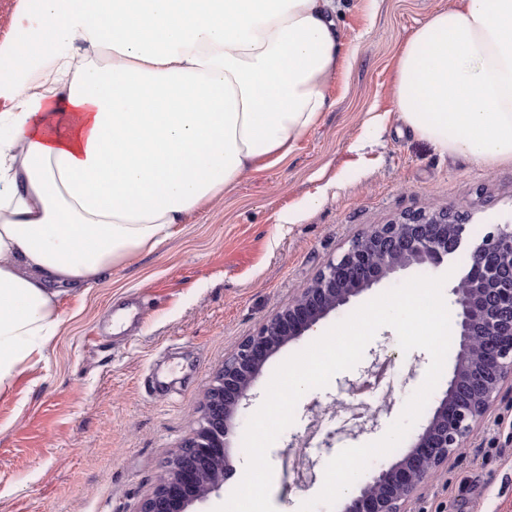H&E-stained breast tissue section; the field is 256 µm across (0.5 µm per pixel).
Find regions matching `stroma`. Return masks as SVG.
Returning a JSON list of instances; mask_svg holds the SVG:
<instances>
[{
    "label": "stroma",
    "instance_id": "35a3bbf8",
    "mask_svg": "<svg viewBox=\"0 0 512 512\" xmlns=\"http://www.w3.org/2000/svg\"><path fill=\"white\" fill-rule=\"evenodd\" d=\"M455 0H342L333 106L288 157L243 175L222 199L176 225L157 250L60 296L62 327L44 359L0 393V512H138L190 436L214 376L260 325L372 227L427 206L469 217L482 238L512 222V163L440 153L398 118L392 83L413 31ZM288 343L255 380L243 417L276 367L339 322ZM394 361L382 392L355 386L372 361L306 392L271 446L270 498L299 512L342 449L381 438L422 384L429 359L396 332L370 343ZM378 414L352 433L350 410ZM403 512H512V382L465 446L403 503Z\"/></svg>",
    "mask_w": 512,
    "mask_h": 512
}]
</instances>
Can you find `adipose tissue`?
<instances>
[{"instance_id": "adipose-tissue-1", "label": "adipose tissue", "mask_w": 512, "mask_h": 512, "mask_svg": "<svg viewBox=\"0 0 512 512\" xmlns=\"http://www.w3.org/2000/svg\"><path fill=\"white\" fill-rule=\"evenodd\" d=\"M336 0H19L0 45V391L65 289L158 249L328 111ZM394 104L443 154L512 162V0H457L406 41Z\"/></svg>"}]
</instances>
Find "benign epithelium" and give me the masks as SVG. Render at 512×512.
I'll list each match as a JSON object with an SVG mask.
<instances>
[{"mask_svg":"<svg viewBox=\"0 0 512 512\" xmlns=\"http://www.w3.org/2000/svg\"><path fill=\"white\" fill-rule=\"evenodd\" d=\"M463 248L470 269L450 289L459 342L448 386L408 453L387 467L372 469L345 507V512H401L400 504L463 446L502 382L512 378V341H502L512 338L511 224L471 241L467 217L424 209L356 239L224 361L205 396L198 427L173 454L138 512H189L190 506L221 489L236 420L264 365L283 346L396 271L411 265L437 269Z\"/></svg>","mask_w":512,"mask_h":512,"instance_id":"benign-epithelium-1","label":"benign epithelium"}]
</instances>
